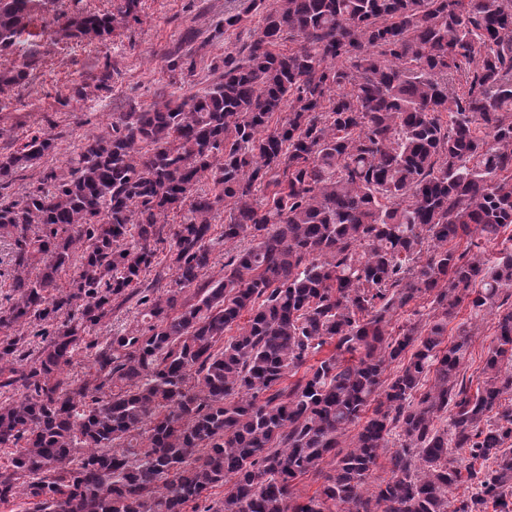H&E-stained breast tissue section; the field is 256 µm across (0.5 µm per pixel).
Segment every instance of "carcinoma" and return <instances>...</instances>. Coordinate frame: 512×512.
I'll use <instances>...</instances> for the list:
<instances>
[{
    "label": "carcinoma",
    "mask_w": 512,
    "mask_h": 512,
    "mask_svg": "<svg viewBox=\"0 0 512 512\" xmlns=\"http://www.w3.org/2000/svg\"><path fill=\"white\" fill-rule=\"evenodd\" d=\"M140 2L0 0V57L40 36L37 19L107 46ZM256 16L209 88L112 113L64 166L41 167L61 136L51 119L0 150L14 292L0 329L44 326L35 349L0 336V393L19 394L0 398V449H14L0 505L512 512V247L472 252L475 234L512 243V0H238L207 41ZM198 37L164 53L169 71L194 72ZM36 63L0 69V111ZM117 74L104 55L73 98ZM217 241L233 246L219 278ZM420 300L426 319L390 329ZM132 307L136 325L86 341ZM487 315L474 388L461 371ZM305 477L320 485L303 500Z\"/></svg>",
    "instance_id": "obj_1"
}]
</instances>
